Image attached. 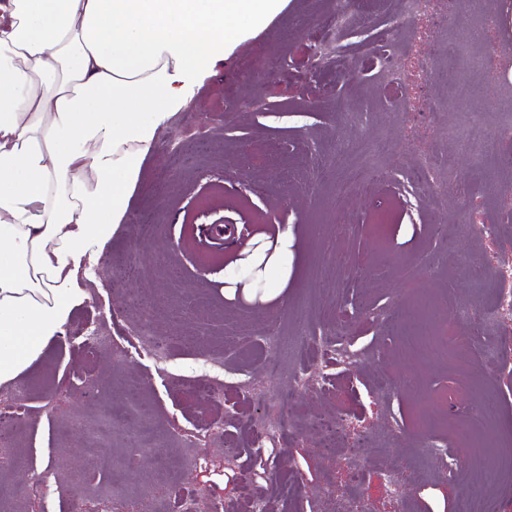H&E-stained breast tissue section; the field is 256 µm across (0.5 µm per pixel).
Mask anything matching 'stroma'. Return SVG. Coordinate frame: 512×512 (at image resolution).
Segmentation results:
<instances>
[{
    "instance_id": "35a3bbf8",
    "label": "stroma",
    "mask_w": 512,
    "mask_h": 512,
    "mask_svg": "<svg viewBox=\"0 0 512 512\" xmlns=\"http://www.w3.org/2000/svg\"><path fill=\"white\" fill-rule=\"evenodd\" d=\"M500 2L450 10L438 0L444 25L420 17L392 30L385 22L403 0H357L343 56L324 64L314 23L336 0H289L211 65L189 107L158 131L125 223L85 259L63 335L19 379L29 400L7 429L15 462L0 472L11 512H108L116 496L125 512H175L191 491L207 512L256 492L271 512H343L354 501L372 512H459L465 472L448 475L434 452L459 451L435 421L469 410L460 379L445 362L397 363L376 315L452 295L463 313L448 326L475 337L474 372L512 430V371L483 356L512 342V307L499 300L512 287L498 277L512 259V115L501 108L512 100V31L497 20ZM377 35L393 62L364 67ZM472 54L494 58L493 70L467 66ZM460 80L475 90L465 103ZM475 121L487 133L478 161L462 147ZM339 144L345 165L322 177ZM425 157L436 182L409 181ZM217 222L236 228L240 247L260 228L292 225L294 278L279 300L225 299L228 246L206 237ZM476 224L485 233L468 235ZM488 308L496 318L479 320ZM145 312L167 343L165 363L132 333ZM92 326L109 345L87 347ZM342 334L360 354L356 368L296 346ZM268 357L281 377L266 379ZM303 368L310 382L281 401ZM415 375L423 385L408 384ZM113 409L121 420L99 432ZM319 416L347 420L336 447H318ZM392 474L401 488L388 486Z\"/></svg>"
}]
</instances>
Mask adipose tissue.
I'll list each match as a JSON object with an SVG mask.
<instances>
[{
  "label": "adipose tissue",
  "instance_id": "1",
  "mask_svg": "<svg viewBox=\"0 0 512 512\" xmlns=\"http://www.w3.org/2000/svg\"><path fill=\"white\" fill-rule=\"evenodd\" d=\"M289 0H0V386L60 336L77 272L123 223L156 132ZM288 224L224 266V297L276 299Z\"/></svg>",
  "mask_w": 512,
  "mask_h": 512
}]
</instances>
